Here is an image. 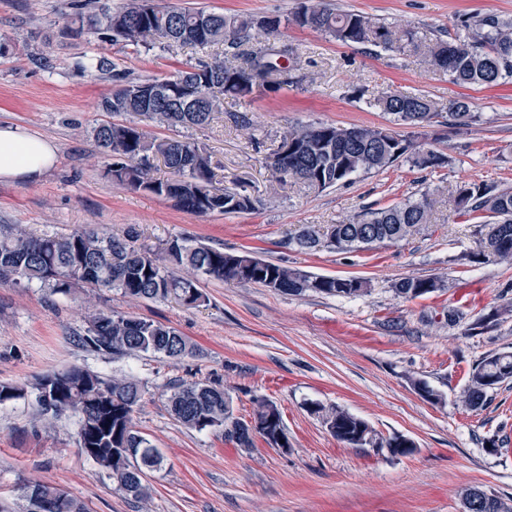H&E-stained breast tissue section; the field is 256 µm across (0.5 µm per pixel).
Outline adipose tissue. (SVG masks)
Segmentation results:
<instances>
[{"label": "adipose tissue", "instance_id": "obj_1", "mask_svg": "<svg viewBox=\"0 0 512 512\" xmlns=\"http://www.w3.org/2000/svg\"><path fill=\"white\" fill-rule=\"evenodd\" d=\"M56 149L49 140L9 123H0V181L41 179L55 164Z\"/></svg>", "mask_w": 512, "mask_h": 512}]
</instances>
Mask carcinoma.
I'll use <instances>...</instances> for the list:
<instances>
[{
    "mask_svg": "<svg viewBox=\"0 0 512 512\" xmlns=\"http://www.w3.org/2000/svg\"><path fill=\"white\" fill-rule=\"evenodd\" d=\"M70 34L106 36L133 46L167 47L192 45L201 49L223 44L232 59L215 57L199 61L170 77L129 78L114 71L102 56L83 55L76 66L109 74L116 85L98 105L101 112L127 116L121 123H102L92 130L99 148L112 156V178L133 189L150 192L174 202L183 211L198 216L239 213L257 209L261 200L237 190L214 186L215 172L207 147L189 139H157L148 135L135 118L168 128H192L210 124L224 111V98H248L272 86L290 83L295 70L292 48L283 44L258 48L247 54L259 32L278 34L282 23L319 31L342 45L372 46L385 51L409 49L421 55L428 68L448 73L460 84L491 86L512 77V19L487 15L478 19L461 16L456 26L464 37L439 38L421 46L415 32L402 24H387L361 12L334 8L328 0H301L292 17L255 19L242 15L210 13L200 25L204 10L161 7L155 0H121L112 6L99 0H80L74 5ZM246 55L242 64L234 63ZM208 97L193 101L202 87ZM382 112L397 125L411 128L401 133L384 126H339L298 124L280 136L266 157V164L280 175L286 186L300 182L324 190L357 173L386 169L399 161L424 170L443 166L447 159L427 141L426 128H460L472 118L468 102L457 101L441 113L428 96L389 93L377 100ZM157 160L167 176H154ZM449 201L459 218L476 225L481 249L467 255L471 263L497 261L512 264V188L489 184L457 185ZM435 199L423 193L392 206L367 212L362 218L328 224L303 225L294 236L298 247L309 251L347 253L373 245L397 243L432 221ZM133 231L123 235L95 229H81L65 236L34 237L20 226H0V278L34 281L55 294L68 295L74 289L105 288L136 299H174L186 306H198L204 296L199 278L206 276L236 284H260L274 291L300 295L314 292L330 296L358 297L371 289L362 277L314 275L288 268L249 253L226 252L194 246L183 238L166 243L160 252L137 247ZM186 269L176 277L170 267ZM447 288L438 277H409L393 284L395 294L413 300ZM78 342L98 354H152L178 360L192 353V347L174 328L153 320L115 312H99L89 321ZM512 380V352L496 353L482 360L469 373L459 397L462 406L476 410L487 401V393ZM37 415L49 422L70 411L79 417L78 445L81 453L94 448L91 457L111 472L120 491L144 499L148 488L143 475L158 470L163 458L151 442L135 428L134 414L143 400L137 380L127 376L106 378L80 367L46 373L35 383ZM27 387L0 383V404L22 398ZM170 415L183 426L198 431L224 434L240 448L254 444L253 433L273 448L288 440L282 414L272 401L255 400L253 420L257 428L234 417L224 389L206 382L183 383L168 397ZM310 412L321 417L336 440L358 448L355 436L365 421L340 408L328 409L318 403ZM379 448H394L405 456L413 453L414 442L402 435L382 438L372 434ZM33 492L48 502L63 501L57 512H88L68 492L37 483Z\"/></svg>",
    "mask_w": 512,
    "mask_h": 512,
    "instance_id": "obj_1",
    "label": "carcinoma"
}]
</instances>
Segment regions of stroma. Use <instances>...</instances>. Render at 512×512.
Masks as SVG:
<instances>
[{"instance_id": "1", "label": "stroma", "mask_w": 512, "mask_h": 512, "mask_svg": "<svg viewBox=\"0 0 512 512\" xmlns=\"http://www.w3.org/2000/svg\"><path fill=\"white\" fill-rule=\"evenodd\" d=\"M375 19L411 25L422 43L456 33L462 15L512 19V0H330ZM256 18L290 16L299 0H158ZM68 0H0V122L15 123L52 143L57 162L35 183L0 182V224L34 234L95 228L137 233L140 246L175 238L252 255L315 275L369 279L357 298L307 292L288 295L259 284L204 279V301L133 300L101 289L50 293L38 284L0 279V382L32 384L72 366L104 377L131 376L144 391L136 429L163 457L147 473V499L119 491L111 474L81 454L71 412L36 424L34 393L0 405V501L12 503L22 483H47L80 498L89 512H462L464 492L483 489L512 507V382L490 391L486 405L458 400L468 373L483 358L512 351V267L472 264L480 247L473 224L453 216L448 191L463 183L512 187V78L485 88L454 83L419 54L346 46L321 33L281 27L275 41L297 57L293 84L265 88L250 100L228 98L206 126H149L150 134L205 145L221 186L261 197L256 210L199 217L173 202L114 181L112 164L91 130L113 80L74 68L82 55L103 56L130 77H164L208 50L133 47L105 38L74 37L64 18ZM389 91L422 93L447 109L467 100V126L430 127L448 157L436 169L401 163L325 190L280 187L263 163L289 126H382L374 99ZM440 202L432 223L394 244L351 253L305 251L292 237L300 225L337 224L424 192ZM439 276L445 292L411 301L392 285L405 277ZM456 307L459 319L446 321ZM164 323L197 350L178 360L109 356L77 341L99 311ZM441 393L424 400L416 381ZM216 381L236 418L251 420L254 399L280 409L290 448L256 441L241 448L215 431L185 428L167 410L175 382ZM343 409L384 438L403 435L416 451L348 448L312 415L313 403Z\"/></svg>"}]
</instances>
